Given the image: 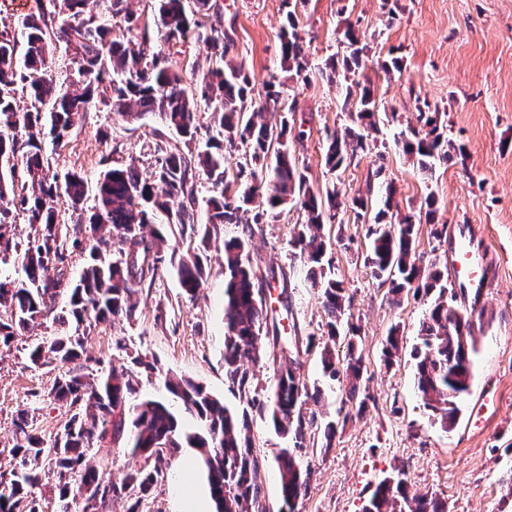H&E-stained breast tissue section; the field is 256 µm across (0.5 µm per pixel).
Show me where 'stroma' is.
I'll return each mask as SVG.
<instances>
[{
  "label": "stroma",
  "instance_id": "35a3bbf8",
  "mask_svg": "<svg viewBox=\"0 0 512 512\" xmlns=\"http://www.w3.org/2000/svg\"><path fill=\"white\" fill-rule=\"evenodd\" d=\"M215 25L234 30L230 56L248 69L256 91L277 77L296 109L289 114V140L297 163L319 191L338 188L346 198L365 193L368 175L378 187L393 185L401 213L418 211L427 196L437 200V222L448 236L437 239L434 226L419 224L417 252L422 266L445 265L457 241L459 225L472 231L470 248L482 256L489 288L484 319L474 325L477 348L474 378L458 402V420L444 430L425 407L415 381L413 353L426 299L407 297L401 306L387 300L367 261L366 224L351 208L338 212L339 226L325 227L328 255L349 306L344 319L356 331L366 372L362 413L342 417L345 384L322 372L320 353L328 344L321 296L304 272L295 270L290 240L304 215L288 206L275 221L262 225L250 246L261 272L285 271L286 291L267 292V306L296 342L274 353L260 340L253 364L252 388L269 395L282 369L298 364L307 387L320 399L302 404L308 419L306 442L297 455L311 470L308 492L297 512H362L377 483L403 476L412 494L426 493L446 512H512V0H304L297 8L298 31L309 62L298 74L280 67L283 0H220ZM365 33L373 65L359 80L372 84L378 103V133L369 150L350 165L328 171L324 147L328 131L350 122L341 107L345 81L328 82L321 70L343 50L347 23ZM397 58L400 69L384 78L376 62ZM445 112V133L464 153L422 176L404 155L400 133L414 122L417 105ZM184 148L185 140L159 117L126 121L112 113L91 112L66 145L47 146L54 170L82 171L96 183L104 157L125 163H149L155 144ZM207 179L197 186L198 222L166 233L164 248L175 258L199 256L203 277L187 297L175 267H168L151 290L139 293L131 317L91 327L86 346L104 365L127 369L143 397L167 398L164 377L183 376L205 386L226 404L240 409L224 375V242L241 235L238 224L206 223ZM399 330V356L382 361L391 328ZM57 326L44 320L10 346H0V468L9 467L14 423L20 414L44 441L53 440L66 419L62 403L41 399L60 371L55 360L31 364V343L54 336ZM155 363L156 373L144 370ZM335 421L336 436L325 441L324 426ZM253 449L265 461L260 471V512H281L276 456L288 441L267 418L250 413ZM195 451L179 448L168 455L152 491L127 490L105 512H177L178 494L206 498Z\"/></svg>",
  "mask_w": 512,
  "mask_h": 512
}]
</instances>
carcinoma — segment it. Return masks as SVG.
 <instances>
[{"label": "carcinoma", "instance_id": "obj_1", "mask_svg": "<svg viewBox=\"0 0 512 512\" xmlns=\"http://www.w3.org/2000/svg\"><path fill=\"white\" fill-rule=\"evenodd\" d=\"M220 0H153L151 13L140 16L128 8V0H35V8L23 21V47L8 29L0 30V261L12 253L24 277L17 279L0 271V306L9 315L0 317V345L8 346L36 322L53 318L60 332L34 346L29 358L38 364L53 358L62 371L55 377L47 397L67 407L68 418L60 426L50 454L42 439L29 430L27 417L15 422L12 457L28 459V471L0 472V512H42L35 489L50 469L58 484L60 512H71V499L87 489L86 512H103L112 498L133 486L147 494L165 463L169 448H193L204 473L215 512H252L258 504L259 475L263 462L255 455L247 436V413H238L187 378L166 376L165 389L178 399L186 412L196 418L194 431L182 428L168 403L145 399L128 406L134 386L127 371L115 366L90 379L91 356L81 329L129 316L133 298L155 286L166 270V257L155 223L158 213L170 224L197 223L196 188L201 176L211 181L212 194L206 201L207 223L245 224L244 235L224 242L225 324L224 371L246 404L268 414L275 429L288 436L291 448L280 449L276 457L281 479V496L288 512L306 496L310 471L296 459L293 450L303 447L307 422L301 412L308 388L297 369L288 368L277 378L273 393L260 397L252 392L249 364L260 354L256 341L269 319L260 293L275 278L260 279L249 255L252 225L267 224L278 211L295 204L306 217L291 241L295 257L307 268L311 286L320 290L329 321L328 336H341L345 290L334 278L331 260L325 258L323 226L337 217L341 193L334 189L322 197L314 191L305 170L296 163L288 147V121L281 117L280 129L264 121L268 112H291L280 90L272 82L265 93L254 94L249 72L241 63L228 60L234 46L230 32L209 27L206 20L220 12ZM296 4H288L281 27L282 67L301 74L307 60L297 32ZM213 50L215 65L184 85L185 69L173 64V47L187 41L189 34ZM346 51L327 65L328 81L349 79L368 66V47L359 30L347 23ZM70 52L80 93L58 90L49 66L57 44ZM53 100L44 114L36 104ZM217 118L204 150L183 152L156 145L154 162L147 168L135 160L110 165L99 173L95 204L85 207L87 181L80 171L63 175L51 171L43 150L48 136L61 145L87 113L104 109L135 122L157 115L182 136L193 140L200 105ZM343 107L352 120L368 122L377 112L371 86L353 94L346 87ZM416 124L402 133V150L425 174L436 162H448L463 153L444 133L442 113L429 104L416 108ZM369 149L368 135L352 126L334 130L326 137L325 165L331 171L352 162L358 152ZM238 153L237 169L224 168V151ZM271 163H266L268 157ZM371 238L370 264L380 277H387L394 301L409 293L431 296L433 301L420 328L421 346L415 359L418 390L425 406L440 418L442 427L455 425L457 402L469 393L474 374L476 346L473 313L464 311L458 298L465 289L448 287V270L418 264L416 216L407 215L394 224L389 213L398 207L392 188L381 198ZM36 228L34 236L22 243L11 228L17 217ZM76 225L71 247L89 252L90 261L75 285L61 289L60 280L46 278L48 263L41 248L52 244L60 253L66 241L59 225ZM123 248L112 252V245ZM178 276L182 288L194 296L200 286L202 268L197 259H182ZM69 296V317L54 316L59 295ZM343 369L324 348L323 371L331 378L345 375L349 382L347 402L357 400L363 378V357L354 341L347 344ZM95 414L87 416V409ZM130 431L132 455L155 457L157 467L129 469L116 483L89 464L88 453L118 443ZM362 512H444L436 498L409 495L400 477L394 485L380 481Z\"/></svg>", "mask_w": 512, "mask_h": 512}]
</instances>
